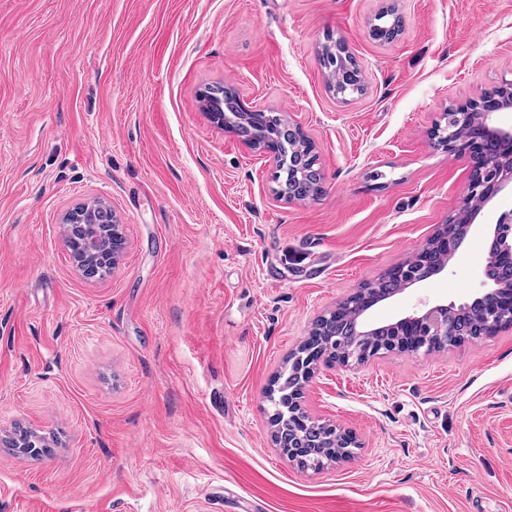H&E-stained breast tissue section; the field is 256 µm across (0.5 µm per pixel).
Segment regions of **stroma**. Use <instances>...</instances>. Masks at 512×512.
I'll return each mask as SVG.
<instances>
[{
  "instance_id": "stroma-1",
  "label": "stroma",
  "mask_w": 512,
  "mask_h": 512,
  "mask_svg": "<svg viewBox=\"0 0 512 512\" xmlns=\"http://www.w3.org/2000/svg\"><path fill=\"white\" fill-rule=\"evenodd\" d=\"M395 6L401 31L368 30ZM365 91L328 88L323 45ZM512 81V0H0V512H498L512 504V329L428 356L319 366L302 404L361 442L300 469L266 391L315 320L456 214L473 162L430 136ZM233 88L299 124L323 191L273 192V158L209 118ZM114 207L127 248L83 279L63 220ZM480 240L383 301L480 287ZM330 62L332 63L333 66L332 69H336L337 67L341 68V75L347 77L348 84H358V80L360 81L362 79L360 71L357 68L355 62L353 61V59H351V57H349V55L344 50H340V56L335 55L334 52V54L327 57L326 63L328 68H331Z\"/></svg>"
}]
</instances>
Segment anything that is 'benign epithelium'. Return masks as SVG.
Returning <instances> with one entry per match:
<instances>
[{"instance_id":"7a95c632","label":"benign epithelium","mask_w":512,"mask_h":512,"mask_svg":"<svg viewBox=\"0 0 512 512\" xmlns=\"http://www.w3.org/2000/svg\"><path fill=\"white\" fill-rule=\"evenodd\" d=\"M326 62L341 68L348 83H356L361 74L355 62L345 51L332 54ZM512 109V83L506 82L499 91L483 95L443 113L442 122L432 130L437 146L453 153H468L474 159L467 193L457 215L444 225L438 235V260H425L419 251L408 263L390 270V277L400 281L396 288L363 286L348 294L341 306L356 312L355 333L365 334L361 325L367 313L378 303L403 293L408 288L444 272L459 249L474 233L477 217L500 194L512 196V125L497 123V115ZM305 139L302 128L289 122L279 127L278 138L262 146L277 161L276 195L288 200H301L311 196V189H321L323 174L317 161L294 152L288 158L281 156V148L291 142ZM492 219L483 229L489 261L482 271V288L470 302L439 304L423 302L408 315L388 324L383 329L395 336H411L410 344L394 345L415 355H428L444 351L460 343L461 336H489L502 328H512V204L491 209ZM64 241L75 266L87 280H100L113 269V264L102 263L104 256L117 254L125 248L123 225L116 212L106 203L90 208L81 206L65 216ZM473 310L484 314V322L471 330L462 326L465 315ZM335 332L328 331V340L317 348L319 362L305 367V382H311L318 363L357 367L369 356L361 355L360 347H344L334 342ZM303 393L288 395V417L301 423L316 421L301 403ZM334 442L331 453L336 462L351 457L352 449L360 447L357 437L334 425H327ZM10 448L41 445V436L32 429H22L8 437ZM320 441L310 440L296 430L277 444L280 453L289 461L301 464L303 457Z\"/></svg>"}]
</instances>
